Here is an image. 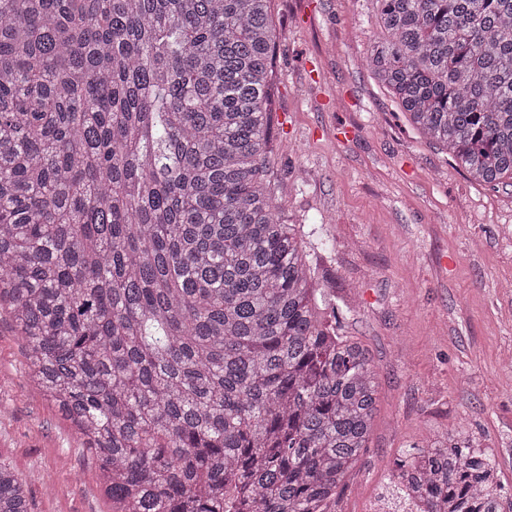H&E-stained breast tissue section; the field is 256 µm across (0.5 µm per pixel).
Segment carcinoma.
<instances>
[{
  "instance_id": "obj_1",
  "label": "carcinoma",
  "mask_w": 512,
  "mask_h": 512,
  "mask_svg": "<svg viewBox=\"0 0 512 512\" xmlns=\"http://www.w3.org/2000/svg\"><path fill=\"white\" fill-rule=\"evenodd\" d=\"M271 0H0V309L112 512H332L368 350L319 314L268 188ZM369 66L472 180H512V0H375ZM502 512L458 431L391 474ZM0 512H29L0 463Z\"/></svg>"
}]
</instances>
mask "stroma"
Instances as JSON below:
<instances>
[{"label": "stroma", "instance_id": "obj_1", "mask_svg": "<svg viewBox=\"0 0 512 512\" xmlns=\"http://www.w3.org/2000/svg\"><path fill=\"white\" fill-rule=\"evenodd\" d=\"M268 178L297 225L322 312L369 349L380 396L334 512H376L395 461L462 430L512 500V186L473 181L369 67L375 0H271ZM0 462L31 512H111L80 435L26 370L0 314Z\"/></svg>", "mask_w": 512, "mask_h": 512}]
</instances>
